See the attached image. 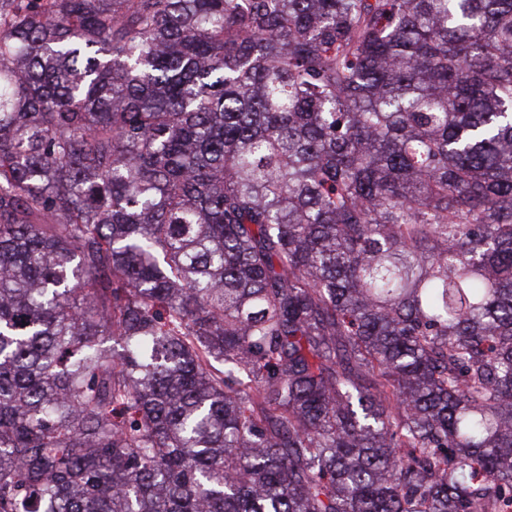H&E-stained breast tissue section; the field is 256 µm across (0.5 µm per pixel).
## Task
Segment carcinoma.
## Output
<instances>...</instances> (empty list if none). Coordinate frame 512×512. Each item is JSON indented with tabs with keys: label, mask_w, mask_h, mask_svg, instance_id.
<instances>
[{
	"label": "carcinoma",
	"mask_w": 512,
	"mask_h": 512,
	"mask_svg": "<svg viewBox=\"0 0 512 512\" xmlns=\"http://www.w3.org/2000/svg\"><path fill=\"white\" fill-rule=\"evenodd\" d=\"M508 500L512 0H0V512Z\"/></svg>",
	"instance_id": "cac0c4a2"
}]
</instances>
